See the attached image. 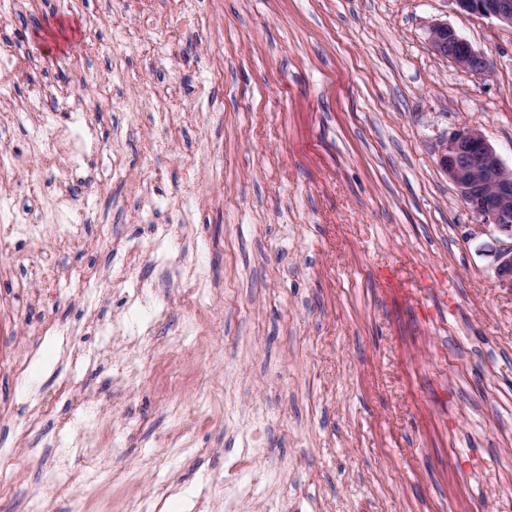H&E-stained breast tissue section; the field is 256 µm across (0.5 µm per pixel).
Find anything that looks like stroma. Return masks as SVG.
Masks as SVG:
<instances>
[{
  "label": "stroma",
  "instance_id": "35a3bbf8",
  "mask_svg": "<svg viewBox=\"0 0 512 512\" xmlns=\"http://www.w3.org/2000/svg\"><path fill=\"white\" fill-rule=\"evenodd\" d=\"M435 23L490 72L437 57ZM4 49L0 225L37 231L0 242V512H225L256 429L234 512H512V287L437 163L476 126L512 168L511 26L454 0H21ZM45 125L72 128L50 161Z\"/></svg>",
  "mask_w": 512,
  "mask_h": 512
}]
</instances>
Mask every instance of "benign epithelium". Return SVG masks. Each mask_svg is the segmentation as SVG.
<instances>
[{"label":"benign epithelium","instance_id":"7a95c632","mask_svg":"<svg viewBox=\"0 0 512 512\" xmlns=\"http://www.w3.org/2000/svg\"><path fill=\"white\" fill-rule=\"evenodd\" d=\"M467 13L495 18L512 26V0H453ZM428 41L436 55L471 73L489 70L486 57L448 25L433 24ZM439 167L480 223L475 228L495 235V271L512 287V169L477 127L463 129L441 146Z\"/></svg>","mask_w":512,"mask_h":512}]
</instances>
